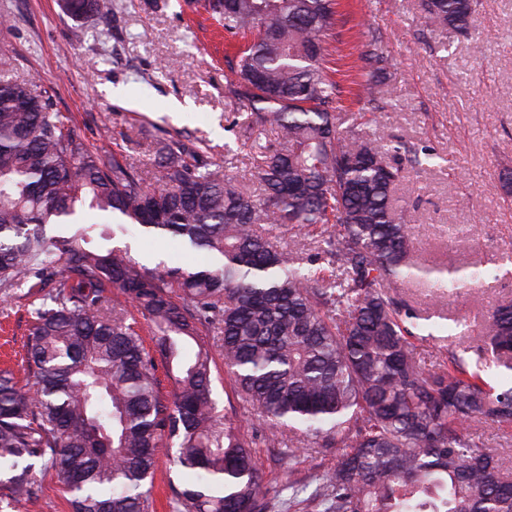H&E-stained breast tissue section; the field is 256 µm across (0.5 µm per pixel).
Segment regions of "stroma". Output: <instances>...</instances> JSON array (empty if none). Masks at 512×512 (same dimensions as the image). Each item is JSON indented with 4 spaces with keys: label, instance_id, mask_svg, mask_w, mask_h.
Returning <instances> with one entry per match:
<instances>
[{
    "label": "stroma",
    "instance_id": "35a3bbf8",
    "mask_svg": "<svg viewBox=\"0 0 512 512\" xmlns=\"http://www.w3.org/2000/svg\"><path fill=\"white\" fill-rule=\"evenodd\" d=\"M116 30L71 35L73 20L59 0H0L10 16L0 29V50L14 55L18 74L52 95L85 143L127 156L145 179L153 177L158 139L191 134L206 142L211 162L231 161L242 185L256 189L262 147L277 144L273 126L249 128L246 109L226 91V58L235 42L208 14L169 0H112ZM341 23L328 65L340 85L343 112L372 114L370 131L381 145L404 142L439 156L422 172L406 170L392 195L403 207L414 258L423 268L476 264L488 276L475 291L458 290L437 301L418 279L398 291L422 314L442 311L478 325L499 305L512 303V197L502 189L512 174V0H480L471 29L484 33L482 50L470 38L425 27L419 0H339ZM377 31L391 58L389 92L369 104L356 73L357 49ZM109 247L127 249L139 263L171 267L207 265L206 252L175 237L117 235ZM29 324L27 299L9 301L0 315V368L19 370ZM473 336L447 331L416 340L422 367L445 365L449 352L476 345ZM212 396L221 414L252 430L258 424L238 402L223 360L212 366ZM302 450L256 447L263 482L276 495L271 512H289V484L313 483L336 461L302 438Z\"/></svg>",
    "mask_w": 512,
    "mask_h": 512
}]
</instances>
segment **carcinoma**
Returning a JSON list of instances; mask_svg holds the SVG:
<instances>
[{
  "mask_svg": "<svg viewBox=\"0 0 512 512\" xmlns=\"http://www.w3.org/2000/svg\"><path fill=\"white\" fill-rule=\"evenodd\" d=\"M203 3L224 32L251 36L230 61L228 94L247 127L271 125L260 191L209 160L191 135L163 139L149 186L128 159L90 148L32 79L0 50V293L31 299L21 367L26 391L0 369V512L37 497L36 465L54 472L68 512H150L161 451L179 482L172 512H268L271 489L251 453L304 434L336 449L301 512H512V472L467 426L512 424V386L485 388L465 359L427 370L411 338L420 315L391 290L420 278L415 243L392 189L406 167L437 155L383 148L362 112L340 128L338 84L325 66L337 0H186ZM478 0H421L422 19L470 35ZM73 35L113 26L109 0H65ZM391 62L374 32L356 69L370 98L389 86ZM87 206L107 221L85 224ZM133 225L181 238L212 257L205 269L148 268L103 251ZM320 224L303 259L260 226L300 234ZM440 288L479 285L461 266ZM116 292L124 302L108 305ZM149 324L145 345L131 311ZM218 336L238 400L264 428L242 433L211 390ZM476 359L512 353V305L478 327ZM172 389L163 390L158 370Z\"/></svg>",
  "mask_w": 512,
  "mask_h": 512,
  "instance_id": "1",
  "label": "carcinoma"
}]
</instances>
